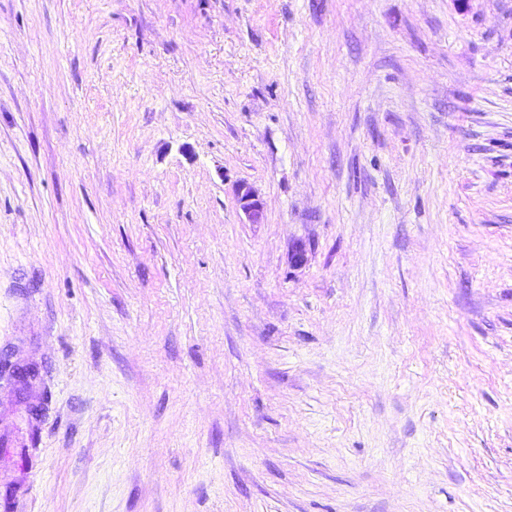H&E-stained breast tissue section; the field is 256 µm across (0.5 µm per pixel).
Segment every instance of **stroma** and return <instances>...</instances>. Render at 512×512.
<instances>
[{
  "label": "stroma",
  "instance_id": "obj_1",
  "mask_svg": "<svg viewBox=\"0 0 512 512\" xmlns=\"http://www.w3.org/2000/svg\"><path fill=\"white\" fill-rule=\"evenodd\" d=\"M1 353L0 512H512V0H0Z\"/></svg>",
  "mask_w": 512,
  "mask_h": 512
}]
</instances>
